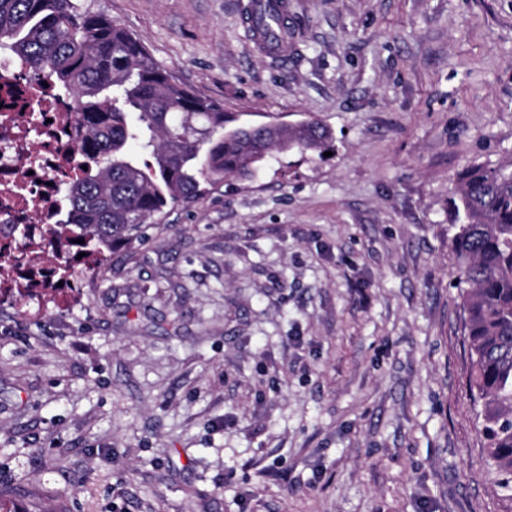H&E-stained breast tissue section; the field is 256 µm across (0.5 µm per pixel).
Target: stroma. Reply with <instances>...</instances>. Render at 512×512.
Segmentation results:
<instances>
[{"label": "stroma", "instance_id": "stroma-1", "mask_svg": "<svg viewBox=\"0 0 512 512\" xmlns=\"http://www.w3.org/2000/svg\"><path fill=\"white\" fill-rule=\"evenodd\" d=\"M81 0L243 123L318 121L166 208L53 314L0 306V503L512 512L469 386L456 172L512 161V0ZM251 7L242 13L241 24L247 30L254 46L272 56L279 57L285 48L286 36L282 29L258 23L257 17L268 12L267 0H253Z\"/></svg>", "mask_w": 512, "mask_h": 512}]
</instances>
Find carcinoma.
<instances>
[{"label":"carcinoma","instance_id":"carcinoma-1","mask_svg":"<svg viewBox=\"0 0 512 512\" xmlns=\"http://www.w3.org/2000/svg\"><path fill=\"white\" fill-rule=\"evenodd\" d=\"M3 47L76 100L87 170L68 187L65 220L51 233L97 264L168 206L254 176L273 152L319 151L332 140L317 122L238 123L172 83L137 38L77 0H0ZM134 145L151 159L128 154ZM451 208L479 432L512 501V163L458 171Z\"/></svg>","mask_w":512,"mask_h":512}]
</instances>
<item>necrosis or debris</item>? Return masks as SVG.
<instances>
[{"mask_svg":"<svg viewBox=\"0 0 512 512\" xmlns=\"http://www.w3.org/2000/svg\"><path fill=\"white\" fill-rule=\"evenodd\" d=\"M71 95L44 86L25 64L0 51V254L9 290L40 291L58 282L45 262L51 239L44 230L63 203V187L80 177L83 158Z\"/></svg>","mask_w":512,"mask_h":512,"instance_id":"1","label":"necrosis or debris"}]
</instances>
